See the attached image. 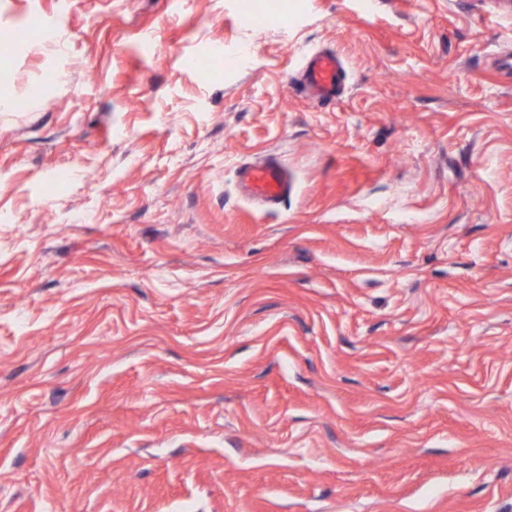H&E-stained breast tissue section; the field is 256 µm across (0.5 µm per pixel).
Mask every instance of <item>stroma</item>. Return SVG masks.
I'll return each mask as SVG.
<instances>
[{
  "mask_svg": "<svg viewBox=\"0 0 512 512\" xmlns=\"http://www.w3.org/2000/svg\"><path fill=\"white\" fill-rule=\"evenodd\" d=\"M276 2L0 0V512H512V0ZM345 69L342 60L331 52L311 54L303 65V83L315 102L336 98ZM237 187L246 199L270 207L279 205L288 197L293 189V181L288 168L277 157H268L241 166Z\"/></svg>",
  "mask_w": 512,
  "mask_h": 512,
  "instance_id": "stroma-1",
  "label": "stroma"
}]
</instances>
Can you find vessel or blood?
<instances>
[{
    "label": "vessel or blood",
    "mask_w": 512,
    "mask_h": 512,
    "mask_svg": "<svg viewBox=\"0 0 512 512\" xmlns=\"http://www.w3.org/2000/svg\"><path fill=\"white\" fill-rule=\"evenodd\" d=\"M345 69L342 60L331 52L311 54L303 65V83L313 101L334 99ZM237 187L251 202L264 206L279 205L293 189L287 167L275 157L244 164L238 170Z\"/></svg>",
    "instance_id": "1"
}]
</instances>
